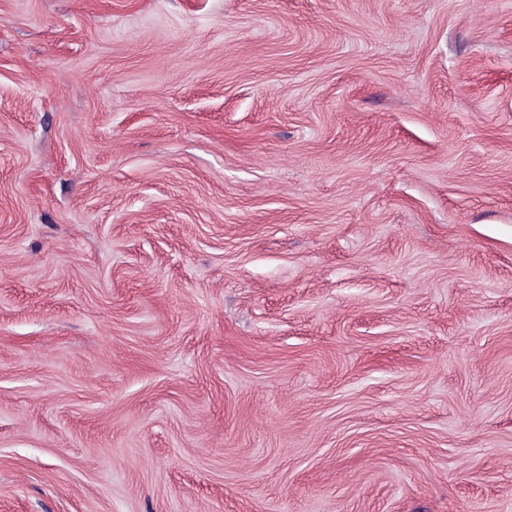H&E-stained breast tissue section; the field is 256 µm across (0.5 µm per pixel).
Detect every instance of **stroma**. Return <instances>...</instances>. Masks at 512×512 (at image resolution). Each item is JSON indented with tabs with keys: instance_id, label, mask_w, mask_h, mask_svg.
<instances>
[{
	"instance_id": "stroma-1",
	"label": "stroma",
	"mask_w": 512,
	"mask_h": 512,
	"mask_svg": "<svg viewBox=\"0 0 512 512\" xmlns=\"http://www.w3.org/2000/svg\"><path fill=\"white\" fill-rule=\"evenodd\" d=\"M0 512H512V0H0Z\"/></svg>"
}]
</instances>
